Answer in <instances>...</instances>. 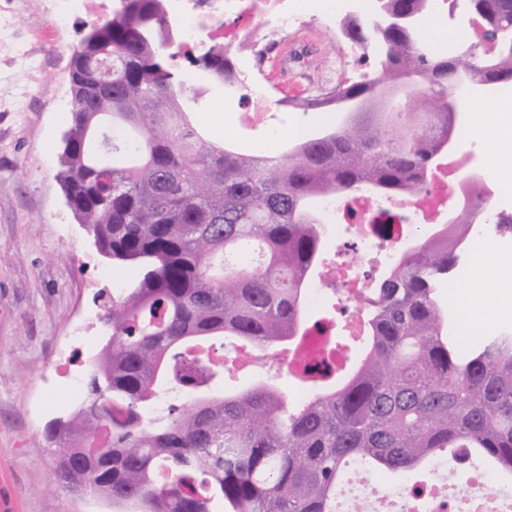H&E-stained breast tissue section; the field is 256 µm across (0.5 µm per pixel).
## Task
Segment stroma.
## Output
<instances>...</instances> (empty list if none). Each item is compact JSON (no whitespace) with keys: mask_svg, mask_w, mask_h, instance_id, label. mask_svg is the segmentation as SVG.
Instances as JSON below:
<instances>
[{"mask_svg":"<svg viewBox=\"0 0 512 512\" xmlns=\"http://www.w3.org/2000/svg\"><path fill=\"white\" fill-rule=\"evenodd\" d=\"M64 4L20 0L16 13L0 16V512H112L97 498L60 491L57 450L42 444L51 421L84 405L76 399L50 408L62 370L87 374L109 338L99 323L92 345L74 344L72 325L100 308V292L112 281L125 286L136 277L132 267L99 254L67 205L57 165L43 163L62 151L71 123V57L93 18L78 7L57 30ZM221 41L218 23H211L182 41L171 65L186 84L210 88L191 108L194 125L247 151L262 127L240 123L243 101L210 87L193 63L201 45ZM377 66L374 48L352 43L339 20L307 17L285 32L258 75L274 103L271 122L288 126L303 118L315 129L336 127L342 115L335 106L303 110L300 101L332 90L325 72L356 78ZM281 99L293 108H277Z\"/></svg>","mask_w":512,"mask_h":512,"instance_id":"1","label":"stroma"}]
</instances>
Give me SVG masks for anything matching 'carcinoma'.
<instances>
[{
  "label": "carcinoma",
  "mask_w": 512,
  "mask_h": 512,
  "mask_svg": "<svg viewBox=\"0 0 512 512\" xmlns=\"http://www.w3.org/2000/svg\"><path fill=\"white\" fill-rule=\"evenodd\" d=\"M426 2L381 0L378 68L329 98L366 108L277 156L238 152L191 123L183 101L200 91L168 64L169 35L179 36L168 0H117L87 25L71 61L76 133L60 178L98 252L142 275L103 313L112 336L88 373L87 405L47 427L62 447V488L90 490L112 512H336L349 465L399 475L447 455L460 465L481 459L497 477L490 496L512 482V334L456 351L436 288L456 246L423 235L352 299L368 342L341 383L323 361L297 377L314 390L302 404L269 380L210 393L228 366L209 358L205 342L231 337L268 350L325 330L303 318L327 226L310 202L364 187L423 191L454 134L445 106L457 65L466 63L471 82L512 83V0H467L497 46L463 58L435 56L420 40ZM346 35L363 49L370 38L356 19ZM196 62L237 91L223 46ZM381 86L403 90L414 111L384 119L370 108ZM488 202L463 204L456 232ZM163 385L196 397L154 415Z\"/></svg>",
  "instance_id": "1"
}]
</instances>
